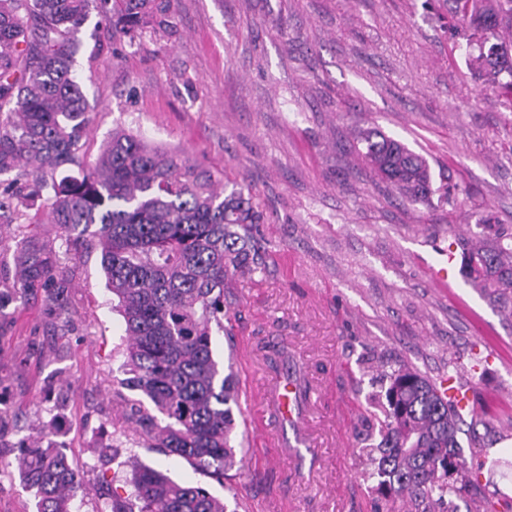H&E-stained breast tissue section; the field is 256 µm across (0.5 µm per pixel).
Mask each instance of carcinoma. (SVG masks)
I'll list each match as a JSON object with an SVG mask.
<instances>
[{
	"label": "carcinoma",
	"instance_id": "cac0c4a2",
	"mask_svg": "<svg viewBox=\"0 0 512 512\" xmlns=\"http://www.w3.org/2000/svg\"><path fill=\"white\" fill-rule=\"evenodd\" d=\"M174 0H0V219L54 224L66 250L96 249L114 309L123 318L126 385L136 399L128 421L168 455L224 483L236 466L234 379L215 359L213 331H224V290L235 275L251 276L267 262L259 237L263 212L247 182L229 192L181 154L116 132L97 161H83L89 112L73 61L91 13L112 39L134 45L146 34L176 33ZM465 27V54L474 76L512 102V0H451ZM359 155L398 193L432 201L427 160L377 129L361 136ZM77 166L82 177L62 189L49 180ZM39 206H34L35 201ZM15 276L0 277V293L42 291L61 312L67 271L52 245L14 241ZM466 281L492 294L512 292V236L491 249L463 252ZM362 376L381 380L368 397L383 410L379 442L362 480L407 494L410 512H453V498L475 484L483 465L459 443L464 415L418 370L369 358ZM166 424H158L157 416ZM20 472L35 490L36 512H71L83 489L73 462L56 443L23 446ZM133 491L121 499L102 489L104 512H226L203 487L186 486L149 465L136 467Z\"/></svg>",
	"mask_w": 512,
	"mask_h": 512
}]
</instances>
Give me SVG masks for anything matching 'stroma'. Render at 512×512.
Here are the masks:
<instances>
[{"mask_svg":"<svg viewBox=\"0 0 512 512\" xmlns=\"http://www.w3.org/2000/svg\"><path fill=\"white\" fill-rule=\"evenodd\" d=\"M172 41L113 46L85 25L74 68L89 105L85 161L117 128L188 156L216 186L248 181L266 222L263 272L238 276L224 298L215 358L264 400L273 374L304 368L303 435L273 422L261 448L234 409L242 467L215 482L147 447L126 421L124 323L99 251L61 253L70 315L45 294L0 300V512H35L15 468L22 442L51 434L86 486L73 512H98L108 481L132 490L130 457L250 512H408L404 495L359 476L379 420L358 365L375 356L437 380L454 374L475 404L485 463L512 455V295L465 284L445 252L462 240L492 247L512 234V107L473 77L463 31L445 0H175ZM97 64H90V55ZM379 127L424 156L452 203H413L357 155L358 130ZM448 266L436 286L430 270ZM286 346L278 370L264 359ZM486 362L473 374L475 360Z\"/></svg>","mask_w":512,"mask_h":512,"instance_id":"35a3bbf8","label":"stroma"}]
</instances>
